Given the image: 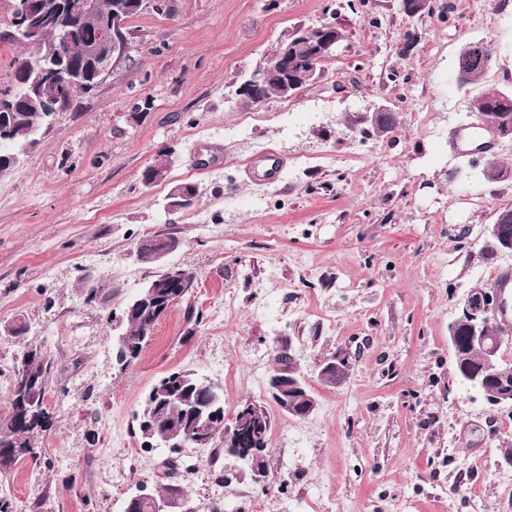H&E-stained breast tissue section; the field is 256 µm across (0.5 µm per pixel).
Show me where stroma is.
I'll list each match as a JSON object with an SVG mask.
<instances>
[{
    "mask_svg": "<svg viewBox=\"0 0 512 512\" xmlns=\"http://www.w3.org/2000/svg\"><path fill=\"white\" fill-rule=\"evenodd\" d=\"M327 22L344 39L318 81L238 105L241 78ZM126 30L124 62L0 175V417L37 348L54 421L38 461L0 473V499L123 512L139 488L162 490L171 452L142 448L135 416L159 377L187 369L220 388L225 418L251 400L273 421L263 492L217 482L221 448L182 449L198 512H512V409L459 382L449 339L464 295L512 269L485 249L512 178L479 176L491 159L512 168V139L452 142L478 119L472 97L512 89V0H432L415 17L400 0H165ZM483 38L490 69L458 85L460 49ZM381 106L395 126L376 137L366 117ZM168 147L167 181L145 185ZM267 151L288 159L279 181L248 178ZM182 183L198 197L168 215ZM159 233L180 239L169 260L195 283L123 368L112 319L156 274L135 247ZM283 350L316 397L308 418L267 393ZM333 356L351 372L332 386Z\"/></svg>",
    "mask_w": 512,
    "mask_h": 512,
    "instance_id": "obj_1",
    "label": "stroma"
}]
</instances>
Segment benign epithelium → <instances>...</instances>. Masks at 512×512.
Masks as SVG:
<instances>
[{
  "label": "benign epithelium",
  "mask_w": 512,
  "mask_h": 512,
  "mask_svg": "<svg viewBox=\"0 0 512 512\" xmlns=\"http://www.w3.org/2000/svg\"><path fill=\"white\" fill-rule=\"evenodd\" d=\"M98 0H12L13 31L11 34H31L40 25L55 26L59 29V41L52 49L51 55L41 61L31 63L29 72L35 75L34 85L38 87L39 97L46 106V112L54 118L60 112L70 110L76 98L89 92L98 85L112 67L119 64L126 56L128 39L125 34L127 14L119 10L112 13V19L102 30L98 41L89 47L86 52L87 62L94 78L86 81L76 70L66 47L70 43L72 27L70 23L82 15L97 12ZM320 36L307 42L309 47V61H324L336 57V49L341 41L337 30H328L319 27ZM268 70L278 71L283 75L284 93L295 89L294 84L288 82V67L295 63L293 45L286 41L279 44L276 51L269 58ZM265 71L254 72L243 79L236 88V96L240 98L256 96L261 78ZM181 204L166 205L168 213L173 214L183 205L195 201L197 188L194 185H180ZM489 236L496 241L498 251L512 255V236L503 232V225L494 223L487 227ZM168 253L160 252L155 255L160 270L149 282V285L139 291L123 311V316L116 320V326H121L125 316L131 315L133 309L141 302L146 301L156 305L160 315H165L170 308L178 302L177 292L187 286L186 274L178 264L166 262ZM496 295L485 290H472L462 300V307L457 321L465 322L470 326V342L483 346L484 362L492 366L499 360V347L491 343L484 345L483 327L492 322V310ZM325 369L336 372V380L342 381L350 375V362L345 358L331 357L325 361ZM38 383L26 373H20L13 394L21 398L35 390ZM268 386L272 393L280 399L283 408H288V390L301 389L302 379L294 367L280 366L268 379ZM493 403L496 406L512 408V386L506 382L500 383L491 389ZM219 415L206 418L196 417L190 426L188 440L179 444V447L189 446L203 448L211 442L212 426ZM149 502L151 512H196V508L189 504L182 491L172 487L167 493L156 498L141 488L126 501L124 512H139L140 504Z\"/></svg>",
  "instance_id": "benign-epithelium-1"
}]
</instances>
